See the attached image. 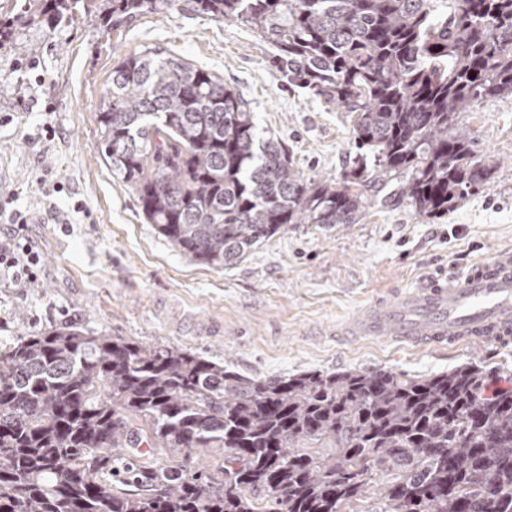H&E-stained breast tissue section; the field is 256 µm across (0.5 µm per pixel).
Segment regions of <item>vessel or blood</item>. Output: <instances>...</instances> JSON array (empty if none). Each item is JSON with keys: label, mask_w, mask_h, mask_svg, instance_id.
Wrapping results in <instances>:
<instances>
[{"label": "vessel or blood", "mask_w": 512, "mask_h": 512, "mask_svg": "<svg viewBox=\"0 0 512 512\" xmlns=\"http://www.w3.org/2000/svg\"><path fill=\"white\" fill-rule=\"evenodd\" d=\"M338 333L432 346L459 340L512 344V249L480 259L462 276L422 280L395 302L375 300Z\"/></svg>", "instance_id": "vessel-or-blood-1"}]
</instances>
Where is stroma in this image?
Returning a JSON list of instances; mask_svg holds the SVG:
<instances>
[{"label": "stroma", "mask_w": 512, "mask_h": 512, "mask_svg": "<svg viewBox=\"0 0 512 512\" xmlns=\"http://www.w3.org/2000/svg\"><path fill=\"white\" fill-rule=\"evenodd\" d=\"M25 0H0L13 33L0 42V192L35 218V282L0 280V351L32 329L77 325L146 346L187 349L251 378L378 369L427 376L476 363L512 386V347L445 350L383 336L342 341L337 325L423 276L463 274L512 248V96L456 113L490 180L452 209L419 215L391 176L365 190L354 224H292L241 261L216 269L189 259L146 223L134 189L99 158L104 87L123 57L157 48L217 74L247 103L259 136L277 139L306 179L343 180L363 151L351 113L308 95L273 63L275 50L241 20L186 10L137 16L116 31L93 15L72 25L18 23ZM36 69L24 68V61ZM151 464L217 469L224 451L170 457L140 444Z\"/></svg>", "instance_id": "obj_1"}]
</instances>
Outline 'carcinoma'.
<instances>
[{
  "label": "carcinoma",
  "instance_id": "obj_1",
  "mask_svg": "<svg viewBox=\"0 0 512 512\" xmlns=\"http://www.w3.org/2000/svg\"><path fill=\"white\" fill-rule=\"evenodd\" d=\"M185 4L262 33L289 80L353 113L372 154L350 180H306L224 80L155 48L124 58L97 150L189 258L222 268L290 224H354L371 205L360 188L393 172L425 217L486 182L454 113L512 95V0H100L95 20L114 30ZM87 7L27 0L25 14ZM494 379L476 364L255 379L177 348L39 330L0 352V512H359L371 495L366 512H512V389ZM127 414L149 447L222 448L224 466H138ZM322 437L332 460L298 448ZM114 477L150 493L118 494Z\"/></svg>",
  "mask_w": 512,
  "mask_h": 512
}]
</instances>
